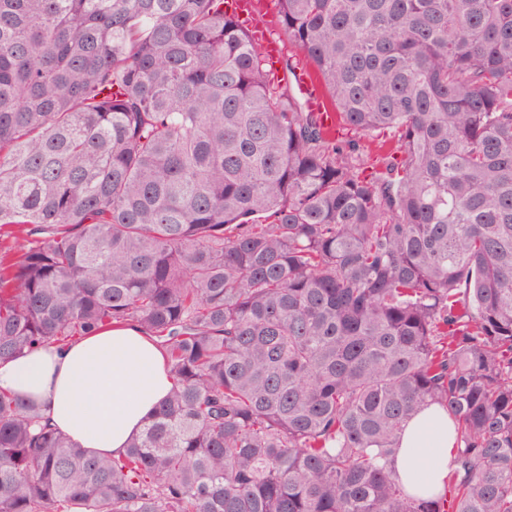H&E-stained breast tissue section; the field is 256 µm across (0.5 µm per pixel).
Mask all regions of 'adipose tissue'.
I'll list each match as a JSON object with an SVG mask.
<instances>
[{
  "label": "adipose tissue",
  "mask_w": 512,
  "mask_h": 512,
  "mask_svg": "<svg viewBox=\"0 0 512 512\" xmlns=\"http://www.w3.org/2000/svg\"><path fill=\"white\" fill-rule=\"evenodd\" d=\"M171 388L164 351L133 324L0 362L1 390L37 403L52 427L99 456L123 453ZM456 448L452 422L433 404L407 422L391 467L410 494L436 496Z\"/></svg>",
  "instance_id": "obj_1"
}]
</instances>
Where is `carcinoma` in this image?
Instances as JSON below:
<instances>
[{
    "mask_svg": "<svg viewBox=\"0 0 512 512\" xmlns=\"http://www.w3.org/2000/svg\"><path fill=\"white\" fill-rule=\"evenodd\" d=\"M274 2L344 135L226 0H0V361L130 322L173 381L118 458L0 391V512H512V0ZM456 448L448 414L438 405H429L404 426L391 467L410 494H444L448 474L455 467Z\"/></svg>",
    "mask_w": 512,
    "mask_h": 512,
    "instance_id": "1",
    "label": "carcinoma"
}]
</instances>
